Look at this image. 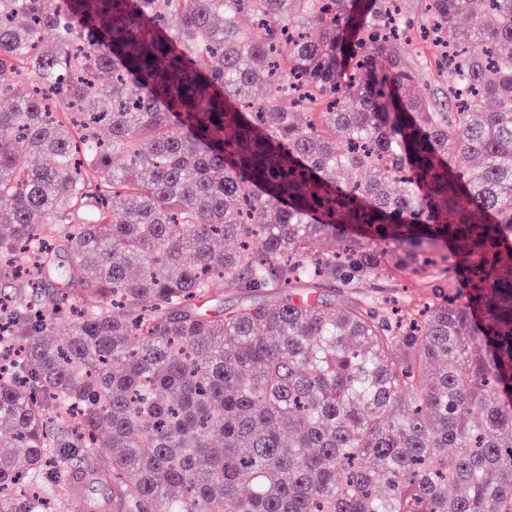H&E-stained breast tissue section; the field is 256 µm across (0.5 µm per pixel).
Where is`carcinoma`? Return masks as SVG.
I'll return each instance as SVG.
<instances>
[{"mask_svg": "<svg viewBox=\"0 0 512 512\" xmlns=\"http://www.w3.org/2000/svg\"><path fill=\"white\" fill-rule=\"evenodd\" d=\"M403 2L0 0V512H512V0ZM357 291L363 298L391 296L398 293L405 296L413 305L419 304L426 295V288H424L421 277L410 270L396 273L393 278L376 281L375 285L358 288Z\"/></svg>", "mask_w": 512, "mask_h": 512, "instance_id": "cac0c4a2", "label": "carcinoma"}]
</instances>
